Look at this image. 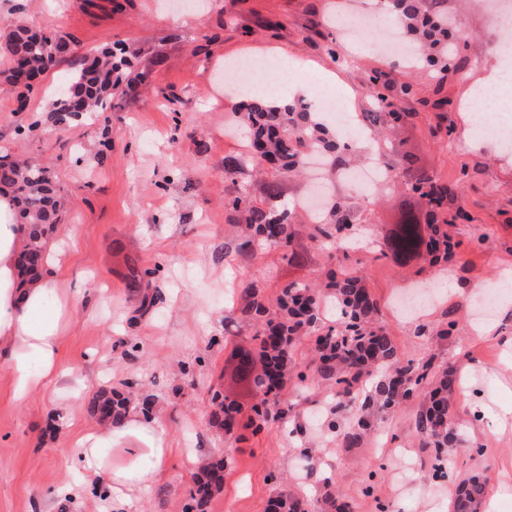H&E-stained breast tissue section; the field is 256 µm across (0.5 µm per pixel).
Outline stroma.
<instances>
[{
    "instance_id": "stroma-1",
    "label": "stroma",
    "mask_w": 512,
    "mask_h": 512,
    "mask_svg": "<svg viewBox=\"0 0 512 512\" xmlns=\"http://www.w3.org/2000/svg\"><path fill=\"white\" fill-rule=\"evenodd\" d=\"M459 26L460 70L431 71L405 59L383 57L370 46L395 16L378 13L374 0H350L346 11L375 16L376 27L354 49L336 34V0H0V42L21 22L61 36L64 63L122 44L137 55L139 78L112 93L106 111L55 122L54 90L61 69L40 76L32 93L18 96L0 82V156L28 161L52 177L62 208L53 243L84 282L67 308L60 363L70 385L27 397L14 395L10 370L0 365V512H36L45 495L72 486L66 512H100L102 498L74 459L81 435L103 431L91 412L102 388L131 399L130 414L151 395L150 421L168 448L163 474L127 489L130 512H183L199 458L225 453L224 487L208 512H267L277 493L316 501L331 480L354 512H451L460 481L486 478V504L512 512V152L465 131L467 101L498 61V32L481 0H438ZM304 63L299 81L317 90L320 72L329 89L363 118L358 166L387 159L395 171L411 168L464 187L470 218L448 231L456 256L440 268L422 260L398 262L386 248L401 209L422 208L399 181L367 196L323 170L333 199L356 215L364 251L335 257V244L311 238L314 219L299 206L307 175L280 174L282 201L293 217L302 263L275 248L254 257L239 253L237 226L225 202L248 189L257 205L266 197L247 140L234 114L245 99L217 78L227 61L278 57ZM380 75L385 92L405 118L367 121L376 106L367 90ZM414 85L413 96L399 91ZM246 165L224 175V160ZM363 276L378 305L400 362L452 366L456 440L451 463L437 472L428 438L416 428L423 396L372 417L371 431L350 447L330 428L346 430L357 407L337 410L325 383L288 387L285 417L269 431L243 440L211 423V395L241 399L233 380L234 353L256 349L254 322L240 311L248 285L262 288L276 306L293 282L314 284L330 268ZM153 269L155 278L131 277ZM154 306L142 312L144 294ZM449 336H441L444 327ZM317 459L307 469L302 449Z\"/></svg>"
}]
</instances>
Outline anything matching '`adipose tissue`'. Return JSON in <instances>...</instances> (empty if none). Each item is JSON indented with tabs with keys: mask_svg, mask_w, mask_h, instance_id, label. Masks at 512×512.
<instances>
[{
	"mask_svg": "<svg viewBox=\"0 0 512 512\" xmlns=\"http://www.w3.org/2000/svg\"><path fill=\"white\" fill-rule=\"evenodd\" d=\"M16 208L9 191H0V363L14 376L17 397L44 389L60 373V342L64 332L66 296L60 283L66 276L64 252L54 247L46 252L42 276L23 280L16 256L30 231L15 219ZM128 437L124 453L128 467L113 468L106 454L114 438ZM162 432L139 417H127L121 426L83 435L78 467L89 475L107 473L103 501L112 512L126 505L124 487L152 482L163 470L167 450Z\"/></svg>",
	"mask_w": 512,
	"mask_h": 512,
	"instance_id": "ef3b65f1",
	"label": "adipose tissue"
}]
</instances>
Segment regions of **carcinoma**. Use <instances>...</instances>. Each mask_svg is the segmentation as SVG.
Wrapping results in <instances>:
<instances>
[{
    "instance_id": "obj_1",
    "label": "carcinoma",
    "mask_w": 512,
    "mask_h": 512,
    "mask_svg": "<svg viewBox=\"0 0 512 512\" xmlns=\"http://www.w3.org/2000/svg\"><path fill=\"white\" fill-rule=\"evenodd\" d=\"M394 11L399 14L406 33L422 41L425 55L419 62L442 71L448 70V32L453 24L447 19H436L433 12L422 8L420 0H394ZM59 43L40 31L26 25H17L0 44V55L10 61V67L0 72V81L17 86L12 80L17 57L35 73L55 69L58 64ZM131 66L130 60L113 54L81 59L72 64L58 85L53 112L57 121L68 120L71 109L67 100L72 89L79 88L82 102L78 112H102L112 101V87L120 84L119 67ZM239 121L249 129L250 145L256 161L269 164L275 174L300 167L310 150L320 148L335 153L336 143L327 137L324 128L309 119L306 106L300 102L281 106L255 104L240 113ZM0 185L11 190L21 218L33 227L28 243L18 256L20 268L31 273L29 263L44 253L46 239L58 222L59 199L46 170L30 163L9 162L0 159ZM402 185L405 190L418 194L425 200L426 223L431 225L432 244L425 245L422 225L412 214L401 216L391 236L388 249L394 255H420L429 263L448 262L455 254L456 243L448 235V203L457 207L454 219L469 220L463 206V189L452 186L429 173L409 174ZM264 191L268 203L264 207L254 204L249 192L242 190L228 205L230 222L243 229L240 247L249 249L253 244L270 245L289 249L294 240L290 212L281 204V184L270 179ZM356 216L351 207L336 203L331 208L330 227L319 225L316 232L326 238L352 228ZM327 288L339 306L344 321L337 328L318 333L323 292L307 285L293 283L283 289L278 298L279 311L271 312L261 289H245L242 313L259 321L255 331L258 353L263 366L254 372L252 353L239 352L238 365L243 376L253 381L255 400L248 409L229 401L220 392L211 396L214 406L212 420L233 436L239 430H249L258 435L281 419L282 392L288 385V352L298 337L312 332L315 336L316 358L310 373L315 380H326L337 396L336 405L352 401L358 386L366 383L381 370L390 374L376 386L375 395L361 407L371 406L392 410L404 400L414 396L424 386L435 384L429 401L417 419V429L431 439L432 453L443 461L448 440L455 435L454 408L449 398L453 389V370L441 374L432 372L431 362L420 365L401 364L396 359V349L388 333L373 325L377 304L363 285L361 276L328 275ZM128 402L119 392L101 391L92 401L93 414L101 421L116 425L126 416ZM371 428V413L361 412L357 428L352 432L341 431L337 441L348 447ZM224 458H210L203 462L200 476L194 481L184 512H207L211 498L220 492L224 481ZM485 480L474 476L461 483L452 505V512H480ZM352 504L339 497L332 483L327 481L321 494V512H352ZM268 512H308L307 502L292 494H280L268 504Z\"/></svg>"
}]
</instances>
